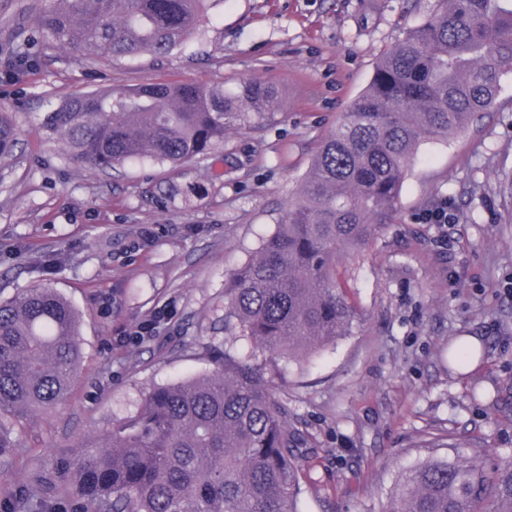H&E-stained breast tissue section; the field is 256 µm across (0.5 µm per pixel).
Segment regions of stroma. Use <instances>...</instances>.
Returning <instances> with one entry per match:
<instances>
[{"instance_id": "obj_1", "label": "stroma", "mask_w": 512, "mask_h": 512, "mask_svg": "<svg viewBox=\"0 0 512 512\" xmlns=\"http://www.w3.org/2000/svg\"><path fill=\"white\" fill-rule=\"evenodd\" d=\"M42 0H0V58L24 48ZM437 0H215L165 58L101 62L43 41L36 67L0 78L19 133L0 159V299L51 286L81 316L80 375L57 407L15 424L0 512H72L75 441L134 416L156 386L212 373L225 347L253 356L310 438L301 512H384L401 474L431 457L512 454V72L494 105L423 143L391 224L337 277L362 315L300 361L255 352L224 324L233 271L272 235L321 140L370 84L381 54ZM274 85L252 117L178 167L71 159L41 119L73 94L192 82ZM447 202L450 220L423 214ZM161 326L137 336L155 314ZM478 338L475 369L448 363Z\"/></svg>"}]
</instances>
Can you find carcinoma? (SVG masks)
<instances>
[{
	"instance_id": "cac0c4a2",
	"label": "carcinoma",
	"mask_w": 512,
	"mask_h": 512,
	"mask_svg": "<svg viewBox=\"0 0 512 512\" xmlns=\"http://www.w3.org/2000/svg\"><path fill=\"white\" fill-rule=\"evenodd\" d=\"M379 59L364 93L324 139L276 232L225 289L232 335L290 358L345 336L360 320L336 281L341 248L391 223L422 142L489 110L512 71V0H438ZM208 0H47L28 42L51 39L101 60L164 58L201 25ZM257 79L237 93L192 83L73 95L43 125L74 159L106 171L132 159L178 166L207 154L251 115L278 111ZM18 141L0 113V158ZM82 358L78 315L49 286L0 300V457L12 419L65 400ZM308 440L259 368L224 350L209 376L158 386L141 411L84 438L72 491L81 512H300ZM512 512V457L491 471L480 451L405 472L384 512Z\"/></svg>"
}]
</instances>
